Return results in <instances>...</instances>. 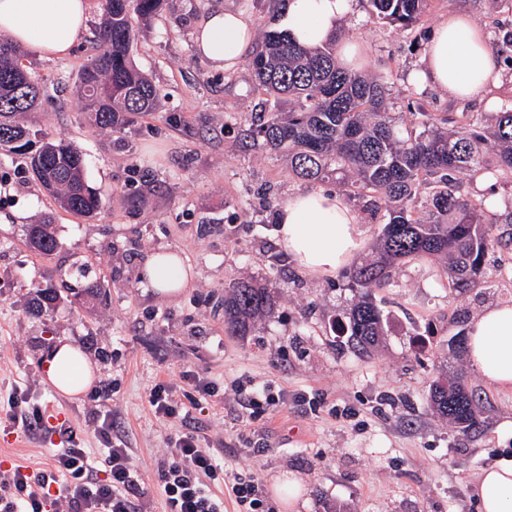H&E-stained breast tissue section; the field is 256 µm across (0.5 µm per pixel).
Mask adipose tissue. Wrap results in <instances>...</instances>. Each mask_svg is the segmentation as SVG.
Masks as SVG:
<instances>
[{"label":"adipose tissue","mask_w":512,"mask_h":512,"mask_svg":"<svg viewBox=\"0 0 512 512\" xmlns=\"http://www.w3.org/2000/svg\"><path fill=\"white\" fill-rule=\"evenodd\" d=\"M91 0H0V35L39 56L66 57L91 19ZM353 12V0H290L287 28L306 48L324 44ZM198 52L214 67L241 60L254 39L250 19L216 9L195 25ZM420 81L458 99H483L499 80L497 55L484 31L467 15L442 19L423 53ZM276 244L303 273L335 277L365 241L359 212L341 195L321 190L293 193L276 214ZM148 288L170 297L189 282L182 256L152 253L143 266ZM467 355L487 382L512 388V301L485 306L471 321ZM95 366L69 340H59L44 361V377L58 393L77 397L93 385ZM479 512H512V462L484 469L472 486Z\"/></svg>","instance_id":"1"}]
</instances>
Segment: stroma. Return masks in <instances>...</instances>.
Masks as SVG:
<instances>
[{
  "mask_svg": "<svg viewBox=\"0 0 512 512\" xmlns=\"http://www.w3.org/2000/svg\"><path fill=\"white\" fill-rule=\"evenodd\" d=\"M219 7L247 15L259 35L284 25L273 0H167L140 26L131 50L157 88L158 107L120 133L91 126L71 92L97 50L100 10L68 57L26 54L42 101L22 120L82 148L101 211L87 219L62 210L19 156L0 150V470L47 466L49 449L60 445L51 429L63 423L81 430L86 448L103 460L93 422L109 415L126 436L148 512H163L158 465L182 424L155 418L148 390L161 381L187 391L192 372L215 389L211 404L190 415L224 464L216 490L224 512L236 508L238 475L257 478L266 512H478L471 489L479 474L512 460V434L502 429L512 420V390L488 384L470 366L466 331L486 305L512 299V246L491 249L480 284L460 292L449 288L443 260L397 265L391 285L375 293L388 318L380 347L360 355L344 346L332 323L355 301L350 275L372 256L381 226L354 199L365 243L330 280L306 276L278 250L276 208L308 184L284 157L242 145L239 126L262 101L253 74L244 61L214 68L193 42L196 19ZM451 12L472 17L491 39L508 18L492 0H429L419 26L400 31L373 17L367 0H355L340 28L361 44L362 70L383 76L400 128L415 125L411 102L439 116L480 112L488 121L512 102L506 68L488 104L413 85L427 33ZM38 221L55 230L58 247L48 260L25 241L27 225ZM161 248L178 251L192 273L174 297L142 286V264ZM235 281L267 288L274 303L244 337L224 331V288ZM46 285L60 299L32 313L34 292ZM93 285L103 299L71 294ZM61 338L98 368L92 388L77 398L44 379L43 359ZM456 373L483 399L479 425L468 432L426 404L431 382ZM264 385L276 405L238 406L237 388ZM13 397L42 407L46 433H13ZM289 478L306 488L294 511L275 491L277 480Z\"/></svg>",
  "mask_w": 512,
  "mask_h": 512,
  "instance_id": "stroma-1",
  "label": "stroma"
}]
</instances>
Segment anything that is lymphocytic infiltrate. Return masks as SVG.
<instances>
[{
  "instance_id": "1",
  "label": "lymphocytic infiltrate",
  "mask_w": 512,
  "mask_h": 512,
  "mask_svg": "<svg viewBox=\"0 0 512 512\" xmlns=\"http://www.w3.org/2000/svg\"><path fill=\"white\" fill-rule=\"evenodd\" d=\"M67 445L53 449L50 468L23 467L0 473V512H145L137 474L122 439L105 451L106 478L81 448L72 429L62 431ZM224 483V466L213 449L191 433H176L158 469L157 490L165 512H224L216 487Z\"/></svg>"
}]
</instances>
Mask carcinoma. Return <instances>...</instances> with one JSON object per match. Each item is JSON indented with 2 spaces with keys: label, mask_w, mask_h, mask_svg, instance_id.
Segmentation results:
<instances>
[{
  "label": "carcinoma",
  "mask_w": 512,
  "mask_h": 512,
  "mask_svg": "<svg viewBox=\"0 0 512 512\" xmlns=\"http://www.w3.org/2000/svg\"><path fill=\"white\" fill-rule=\"evenodd\" d=\"M103 22L100 51L79 72L73 95L98 128L120 131L158 104L153 83L131 62L138 26L160 12L166 0H99ZM377 18L402 29L421 21L427 0H368ZM309 50L288 31L264 33L261 49L249 58L258 91L288 111L262 109L240 126L243 139L288 156V167L309 182L334 180L349 195L369 198L383 212L378 251L354 273L358 293L346 321L335 324L358 354L373 350L385 335L387 317L374 288L390 284L392 269L420 258L448 260V287L478 285L487 250L512 243V231L493 233L482 220V203L461 193V177L484 170L485 150L495 151L504 174H512V104L484 125L483 116L464 120L415 113L422 131L402 133L387 112L388 87L379 78L341 67L336 41ZM24 52L0 39V149L29 160L39 184L60 208L92 218L99 195L86 183L79 146L53 140L25 127L20 116L37 108L39 89L22 63ZM452 124L446 132L438 125ZM425 203H420V196ZM26 242L46 259L57 249L52 225L31 224ZM224 295V330L246 336L253 320L272 310L265 288L234 282ZM427 407L463 431L477 424L478 399L462 380H434Z\"/></svg>",
  "instance_id": "carcinoma-1"
}]
</instances>
